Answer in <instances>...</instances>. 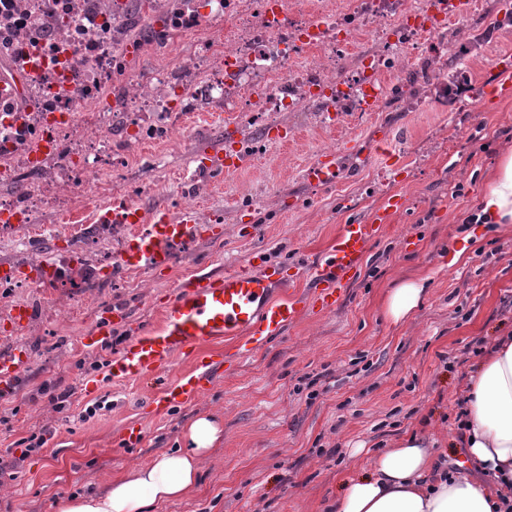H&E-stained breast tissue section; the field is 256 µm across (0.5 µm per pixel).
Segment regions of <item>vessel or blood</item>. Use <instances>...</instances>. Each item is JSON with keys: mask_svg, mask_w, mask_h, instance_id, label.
<instances>
[{"mask_svg": "<svg viewBox=\"0 0 512 512\" xmlns=\"http://www.w3.org/2000/svg\"><path fill=\"white\" fill-rule=\"evenodd\" d=\"M336 158V152H319L305 168L304 181L314 188L334 185ZM199 163L228 174L243 167L245 161L222 149L202 155ZM400 206V198L392 195L371 220L341 225L330 249L310 265L306 290L293 289L295 277L287 268L255 254L239 269L221 275L201 272L189 284L176 288L155 323L134 321L120 305L108 309L97 326L81 336V345L96 348L111 336L113 327H131L128 341L112 355L111 375L118 382L156 379L169 370L176 355L202 343L230 345L224 357L197 360L188 372L163 385L153 402L156 414H165L170 407L206 393L223 375L226 364L243 362L268 340L282 335L307 306L315 304L328 311L342 303L372 242L384 232L389 213ZM200 235L201 227L191 216L172 224L164 212H156L148 231L135 233L127 242L117 266L123 270L169 267L174 246ZM31 363L23 351L0 354V395L14 390Z\"/></svg>", "mask_w": 512, "mask_h": 512, "instance_id": "b4317fda", "label": "vessel or blood"}]
</instances>
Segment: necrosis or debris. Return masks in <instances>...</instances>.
<instances>
[{
    "mask_svg": "<svg viewBox=\"0 0 512 512\" xmlns=\"http://www.w3.org/2000/svg\"><path fill=\"white\" fill-rule=\"evenodd\" d=\"M151 2L146 20L134 0H0V237L28 258L0 271L1 294L110 276L108 257L43 258L44 237L65 225L94 245L147 224L140 199L149 186L128 180L112 193L104 177L146 145L190 148L183 113L205 108L237 122L314 105L334 122L384 95L408 51L440 68L449 30L463 32L467 21L455 0H312L309 9L299 0ZM186 34L193 52H175ZM133 41L144 62L133 61ZM164 55L169 66L149 67Z\"/></svg>",
    "mask_w": 512,
    "mask_h": 512,
    "instance_id": "obj_1",
    "label": "necrosis or debris"
}]
</instances>
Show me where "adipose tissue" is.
<instances>
[{
	"label": "adipose tissue",
	"instance_id": "adipose-tissue-1",
	"mask_svg": "<svg viewBox=\"0 0 512 512\" xmlns=\"http://www.w3.org/2000/svg\"><path fill=\"white\" fill-rule=\"evenodd\" d=\"M466 221L468 239L512 230V153L501 156ZM431 282L422 270L387 289L382 316L395 326L414 318ZM458 430L475 469L438 467L432 435L415 430L366 460L352 449L331 512H512V336L500 337L470 371ZM220 435L216 421L199 417L185 431L187 447L130 467L98 492L61 496L51 512H153L183 499L197 488Z\"/></svg>",
	"mask_w": 512,
	"mask_h": 512
}]
</instances>
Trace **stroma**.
<instances>
[{"label":"stroma","instance_id":"obj_1","mask_svg":"<svg viewBox=\"0 0 512 512\" xmlns=\"http://www.w3.org/2000/svg\"><path fill=\"white\" fill-rule=\"evenodd\" d=\"M467 28L474 38L469 51L448 55L445 67L448 76L463 69L467 78L447 99L416 56L379 111L350 114L334 128L317 112L280 113L274 126L284 139L276 147L233 175L200 173L201 211L224 219L181 245L172 266L117 272L77 311L67 296L49 301L40 289H14V299L33 313L24 332L0 321V352L24 350L33 362L15 392L0 396V457L22 459L9 488L12 512H50L54 496L97 491L132 465L186 447L183 430L201 415L216 416L224 437L198 490L154 512H328L351 448L375 455L424 415L439 460H447L470 366L497 337L512 335V232L470 239L466 264L441 259L475 208L486 174L512 150V97L492 93L499 58L512 53V5L477 0ZM184 121L196 132L193 151L223 147V113L190 112ZM382 127L400 157L393 170L375 152L374 133ZM330 135L346 146L337 181L310 187L301 173ZM189 154L149 146L130 165V178L164 184L142 198L145 208H169L171 195L185 186ZM390 193L404 204L336 309L308 310L207 393L163 416H154L150 403L156 383L110 375L107 362L128 339L126 327H113L94 350L77 342L113 303H125L138 321H155L172 290L198 271L237 269L254 252L296 272L331 246L340 225L370 219ZM245 197L253 208L241 206ZM422 269L434 273L425 306L408 323L389 324L379 307L383 288ZM58 386L76 389L70 409L60 413L49 402ZM100 398L105 409L79 420ZM130 425L143 429L134 446L122 440ZM41 434L46 446L22 456L20 440Z\"/></svg>","mask_w":512,"mask_h":512}]
</instances>
